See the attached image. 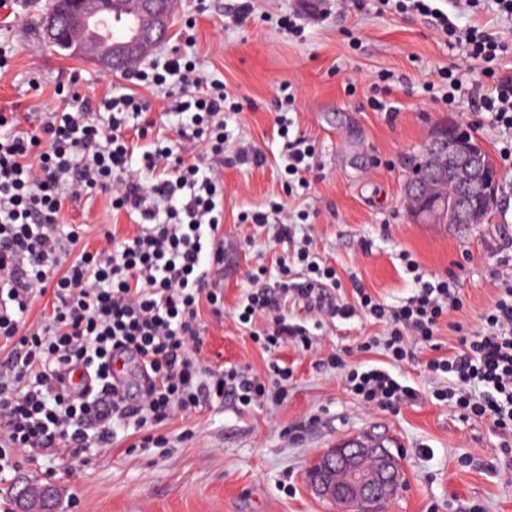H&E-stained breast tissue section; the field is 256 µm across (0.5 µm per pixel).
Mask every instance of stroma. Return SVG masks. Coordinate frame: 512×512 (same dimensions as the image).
<instances>
[{
	"label": "stroma",
	"mask_w": 512,
	"mask_h": 512,
	"mask_svg": "<svg viewBox=\"0 0 512 512\" xmlns=\"http://www.w3.org/2000/svg\"><path fill=\"white\" fill-rule=\"evenodd\" d=\"M237 0H179L172 45L194 57L199 69L223 81L244 108L224 116L232 150L256 148L263 166H224V309L203 310L205 353L213 365L264 372L268 355L253 339L267 318L256 315L240 325L235 310L250 287L249 275L267 267L263 281L275 285L277 263L287 251L274 224L239 223L242 212L279 203L298 219L296 245L335 268L341 286L333 301L354 302L361 283L384 304L397 307L416 284L404 269L410 254L420 272L454 277L463 307L440 327L435 348L418 350L414 362L393 365L379 341L386 328L370 318L320 317L303 304L287 301L291 320L312 332V346H288L279 359L293 370L288 396L277 408L233 397L200 410L179 411L152 429L144 442L133 429L118 430L111 447L87 463L49 458L18 473V480L53 484L57 512H337L313 496L307 471L326 448L351 438L374 437L401 460L404 485L384 512H512V479L504 472L502 433L487 418L465 419L451 404L436 399L448 388V375L431 372L430 359L448 355L456 326L476 329L482 313L499 294L502 277L512 275V165L501 149L512 132L479 111L475 94L512 77V18L496 0H478L461 26L483 28L508 42L497 60L484 63L451 48L413 14L382 10L380 0H252L249 19L236 26L227 15ZM48 0H15L0 6V26L9 27L12 64L0 79V108L41 113L55 105L56 82L79 74L77 90L93 103L137 92L153 104L155 132L137 142V153L153 150L158 137L174 140L184 158L200 153L196 141L178 137L180 116L161 111L165 90L137 82L124 72L102 69L49 46L42 35ZM296 13L301 36L284 32L277 20ZM463 72L475 93L458 103L442 98V68ZM390 74L388 99L395 111L369 105L379 74ZM40 92H32L31 79ZM433 91H425L427 83ZM294 101L280 112L283 84ZM290 133L314 144L311 186L296 194L282 189L287 164L276 134L279 114ZM465 120L486 145L502 172V191L484 224H413L403 185L408 168L432 130ZM68 224H86L91 246L105 244L106 232L136 233L133 219L113 211L108 197L69 205ZM344 354L348 367L383 368L413 395L397 409L364 403L348 389L343 370L326 359Z\"/></svg>",
	"instance_id": "obj_1"
}]
</instances>
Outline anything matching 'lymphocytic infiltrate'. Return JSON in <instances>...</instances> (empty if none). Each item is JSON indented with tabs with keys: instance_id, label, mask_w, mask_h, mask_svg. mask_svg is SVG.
Here are the masks:
<instances>
[{
	"instance_id": "obj_1",
	"label": "lymphocytic infiltrate",
	"mask_w": 512,
	"mask_h": 512,
	"mask_svg": "<svg viewBox=\"0 0 512 512\" xmlns=\"http://www.w3.org/2000/svg\"><path fill=\"white\" fill-rule=\"evenodd\" d=\"M393 3L399 12L430 18L469 58L490 62L511 48L486 30L459 28L430 0ZM127 75L161 87L179 84V97L163 108L185 116L182 138L201 143L193 162L165 146L143 154L140 167H133L126 132L144 137L152 128L150 103L134 93L105 100V114L97 119L89 102L78 99L72 77L57 86L55 107L38 123L26 125L17 113L0 111V349L6 353L0 360V480L46 458L111 447L116 427L141 429L227 396L279 405L293 374L273 360L265 382L234 366L211 367L202 356L200 306L217 313L224 308L207 276L224 221L223 115L240 111L241 103L180 53L148 71L133 65ZM278 133L287 158L284 189L309 187L313 145L290 137L287 121H279ZM159 168L166 178L150 181L149 173ZM93 195L137 215V234L110 238L102 249L83 243L82 232L67 228L60 215L67 202ZM402 260L417 288L397 309L387 310L360 284L353 287L355 303L323 306L324 289L339 285L336 271L304 249L296 267L281 265L277 288L251 275L238 319L248 324L267 314L261 337L272 352L310 346L307 328L281 311L287 298L344 319L360 313L386 323L384 348L394 364L412 362L416 347L433 345L441 322L463 300L455 279L424 277L411 255ZM44 297L50 315L28 323L29 311ZM124 356L135 361L142 380L134 405L114 368ZM429 369L454 382L438 400L512 431L511 280L478 329L461 334L457 351L431 360ZM347 380L354 394L382 409L410 395L382 369H353Z\"/></svg>"
}]
</instances>
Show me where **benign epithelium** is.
Segmentation results:
<instances>
[{"instance_id":"benign-epithelium-1","label":"benign epithelium","mask_w":512,"mask_h":512,"mask_svg":"<svg viewBox=\"0 0 512 512\" xmlns=\"http://www.w3.org/2000/svg\"><path fill=\"white\" fill-rule=\"evenodd\" d=\"M175 0H50L45 39L70 55L114 69L166 44ZM501 172L464 123L437 128L404 185L416 224H483L498 205ZM311 493L340 512H381L403 484L400 460L379 442L348 440L308 471ZM52 486L19 490L17 512H51Z\"/></svg>"}]
</instances>
